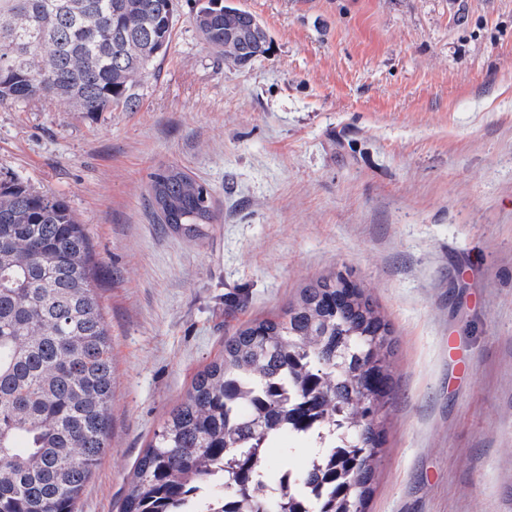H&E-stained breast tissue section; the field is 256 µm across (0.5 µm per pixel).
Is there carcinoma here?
Instances as JSON below:
<instances>
[{
    "instance_id": "cac0c4a2",
    "label": "carcinoma",
    "mask_w": 512,
    "mask_h": 512,
    "mask_svg": "<svg viewBox=\"0 0 512 512\" xmlns=\"http://www.w3.org/2000/svg\"><path fill=\"white\" fill-rule=\"evenodd\" d=\"M174 0H0V60L39 37L20 66L0 65V101L57 98L80 112L137 107L135 87L164 57ZM253 14L225 0H194L191 20L214 53L243 68L270 40L236 39ZM50 80L47 91L34 88ZM159 223L188 237L215 219L208 184L177 166L153 173ZM89 236L65 202L20 184L0 186V512H77L106 453L112 420V343L94 285ZM322 278L280 313L246 322L194 376L138 459L120 512H178L214 469L223 512H366L385 443L393 341L363 288ZM318 443L319 464L296 496L253 493L280 430Z\"/></svg>"
}]
</instances>
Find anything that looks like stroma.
Here are the masks:
<instances>
[{
    "label": "stroma",
    "instance_id": "35a3bbf8",
    "mask_svg": "<svg viewBox=\"0 0 512 512\" xmlns=\"http://www.w3.org/2000/svg\"><path fill=\"white\" fill-rule=\"evenodd\" d=\"M239 2L271 38L252 67L179 0L136 111L0 102V182L84 224L112 339L109 449L80 512H116L226 336L337 274L393 338L366 512H512V0ZM168 165L209 185L205 236L157 223Z\"/></svg>",
    "mask_w": 512,
    "mask_h": 512
}]
</instances>
